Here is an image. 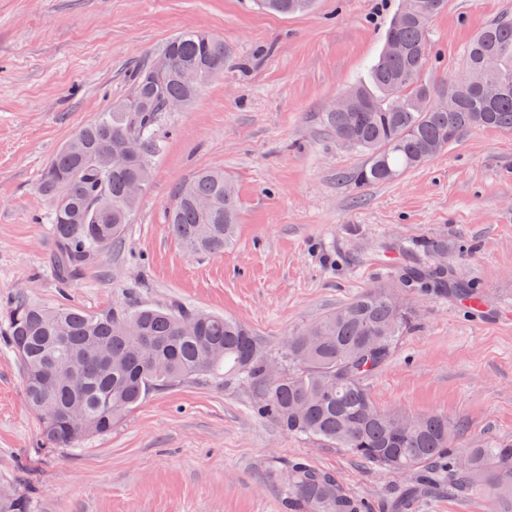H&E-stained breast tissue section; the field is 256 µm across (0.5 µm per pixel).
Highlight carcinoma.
Segmentation results:
<instances>
[{"label":"carcinoma","instance_id":"obj_1","mask_svg":"<svg viewBox=\"0 0 512 512\" xmlns=\"http://www.w3.org/2000/svg\"><path fill=\"white\" fill-rule=\"evenodd\" d=\"M312 0H258L279 14L309 8ZM446 0H402L385 34L369 81L347 90L368 104L363 112L330 111L324 122L345 148L367 156L361 185L387 182L426 162L465 128L512 132V19L489 23L469 45L465 67L484 73L486 87L458 85L438 92L420 79L430 55L431 20ZM396 43L399 50L391 49ZM160 56L169 67L155 77V61L133 71L131 94L79 127L46 167L40 191L51 206L52 266L60 287L78 280L120 239L147 187L163 148L167 104L189 105L224 72V40L199 30L173 37ZM192 71L189 84L183 73ZM207 200L205 209L200 202ZM239 221L235 188L224 172L205 170L179 184L167 213L169 232L190 254L224 252ZM401 288L438 292L480 312L486 298L436 264L406 266ZM415 315L386 287L366 291L288 337L278 356L241 322L179 305L109 307L86 312L46 307L19 297L0 311V339L17 355L24 396L41 418L44 441L76 448L83 435L112 431L152 390L195 376H222L257 389V413L291 434L341 448L373 467L400 474L390 512L444 487L467 495L485 483L500 512H512V447L471 448L468 467L452 448L448 418L382 411L364 380L393 356ZM280 361L279 383L266 384V367ZM53 364L74 365L82 387L47 384ZM287 512H369L328 471L305 459L286 464ZM0 512H32L27 494L0 488Z\"/></svg>","mask_w":512,"mask_h":512}]
</instances>
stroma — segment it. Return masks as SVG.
I'll return each instance as SVG.
<instances>
[{
	"instance_id": "35a3bbf8",
	"label": "stroma",
	"mask_w": 512,
	"mask_h": 512,
	"mask_svg": "<svg viewBox=\"0 0 512 512\" xmlns=\"http://www.w3.org/2000/svg\"><path fill=\"white\" fill-rule=\"evenodd\" d=\"M401 0H315L282 16L253 0H0V306L25 296L97 311L179 304L250 327L267 350L354 295L392 284L414 247L488 299L489 315L435 293L403 291L414 328L365 384L382 409L442 415L462 448L512 446V133L463 130L431 160L355 185L367 161L339 145L322 114L367 81ZM512 17V0H448L430 24L423 81L461 76L472 38ZM223 37L230 59L194 104L167 113L165 146L137 211L70 288L50 270L42 171L82 125L132 89L135 64L175 34ZM229 175L241 202L232 246L190 255L168 232L176 186L200 170ZM444 250L432 255L421 243ZM242 383L195 379L152 391L110 433L48 449L0 343V484L33 512H284L280 462L329 471L372 512L399 483L344 450L283 431ZM409 512H493L482 491L416 500Z\"/></svg>"
}]
</instances>
